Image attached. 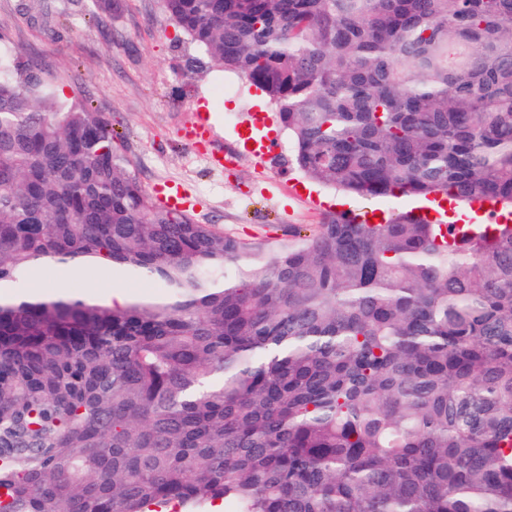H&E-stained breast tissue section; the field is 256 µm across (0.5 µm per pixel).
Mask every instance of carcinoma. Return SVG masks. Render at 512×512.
<instances>
[{
    "label": "carcinoma",
    "instance_id": "1",
    "mask_svg": "<svg viewBox=\"0 0 512 512\" xmlns=\"http://www.w3.org/2000/svg\"><path fill=\"white\" fill-rule=\"evenodd\" d=\"M161 2L309 180L512 212V0ZM454 225L200 224L1 53L0 512H512V223ZM47 265L168 293L21 292ZM114 280V286L118 283L128 294L129 298L137 297H162L166 295V288L162 284L151 280H141L138 277H128ZM120 289L113 288L109 297L110 304L124 305L127 302V294Z\"/></svg>",
    "mask_w": 512,
    "mask_h": 512
}]
</instances>
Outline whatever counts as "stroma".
I'll return each mask as SVG.
<instances>
[{
	"instance_id": "1",
	"label": "stroma",
	"mask_w": 512,
	"mask_h": 512,
	"mask_svg": "<svg viewBox=\"0 0 512 512\" xmlns=\"http://www.w3.org/2000/svg\"><path fill=\"white\" fill-rule=\"evenodd\" d=\"M92 9V0H0V51L20 59L38 54L61 98L105 112L148 192L168 181L183 184L198 223L259 240L292 225L315 227L335 213L336 191L290 167L291 142L276 106L260 103V91L240 77L235 93L225 95L223 73L203 60L161 0H122L109 17ZM202 107L213 112L216 131L191 146L182 132ZM252 133L273 141L274 155L262 160L245 147ZM218 145L238 153L232 173L210 168ZM76 285L103 301L112 283L84 268L65 277L38 267L24 288L38 293Z\"/></svg>"
}]
</instances>
